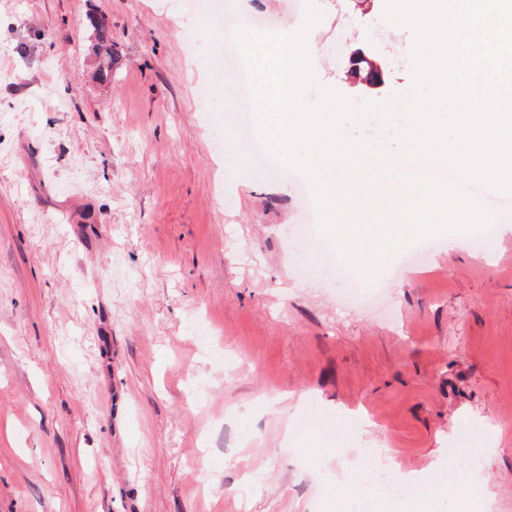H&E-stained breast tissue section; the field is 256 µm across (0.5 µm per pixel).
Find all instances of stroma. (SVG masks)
Masks as SVG:
<instances>
[{
	"label": "stroma",
	"mask_w": 512,
	"mask_h": 512,
	"mask_svg": "<svg viewBox=\"0 0 512 512\" xmlns=\"http://www.w3.org/2000/svg\"><path fill=\"white\" fill-rule=\"evenodd\" d=\"M223 2L0 0V512H352L335 454L371 447L416 494L478 465L512 512V195L484 202L489 250L449 231L340 251L346 278L305 263L302 175L249 159L210 32L284 29L293 0ZM314 5L311 96L399 154L413 28ZM356 54L384 83L345 81Z\"/></svg>",
	"instance_id": "35a3bbf8"
}]
</instances>
